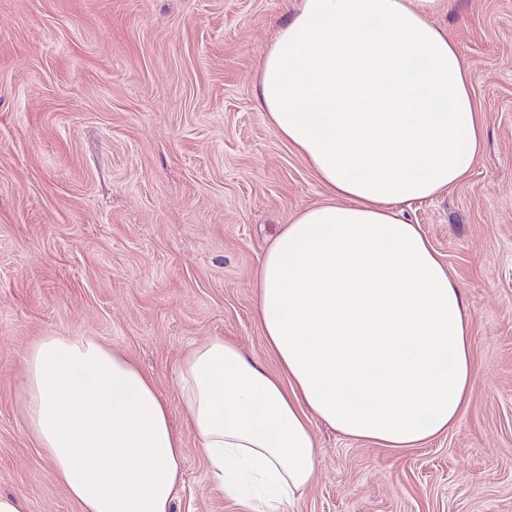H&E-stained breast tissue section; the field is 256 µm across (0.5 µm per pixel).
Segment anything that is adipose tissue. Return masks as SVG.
I'll use <instances>...</instances> for the list:
<instances>
[{
  "mask_svg": "<svg viewBox=\"0 0 512 512\" xmlns=\"http://www.w3.org/2000/svg\"><path fill=\"white\" fill-rule=\"evenodd\" d=\"M450 0H300L259 70L271 128L327 190L259 260L257 320L279 372L220 336L176 386L214 486L281 512L313 482L309 418L387 448L447 431L471 393L460 288L404 205L481 154L468 69L433 22ZM27 427L81 512H172L184 443L153 378L91 336L42 337L20 387Z\"/></svg>",
  "mask_w": 512,
  "mask_h": 512,
  "instance_id": "ef3b65f1",
  "label": "adipose tissue"
}]
</instances>
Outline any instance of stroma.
Masks as SVG:
<instances>
[{"mask_svg": "<svg viewBox=\"0 0 512 512\" xmlns=\"http://www.w3.org/2000/svg\"><path fill=\"white\" fill-rule=\"evenodd\" d=\"M298 0H0V491L81 512L29 433L41 337L135 360L184 442L173 512H248L216 490L175 385L221 336L269 371L254 288L268 241L326 193L270 127L260 62ZM465 61L483 150L406 209L461 289L475 372L447 433L393 449L320 419L315 483L283 512H512V0L435 17Z\"/></svg>", "mask_w": 512, "mask_h": 512, "instance_id": "stroma-1", "label": "stroma"}]
</instances>
